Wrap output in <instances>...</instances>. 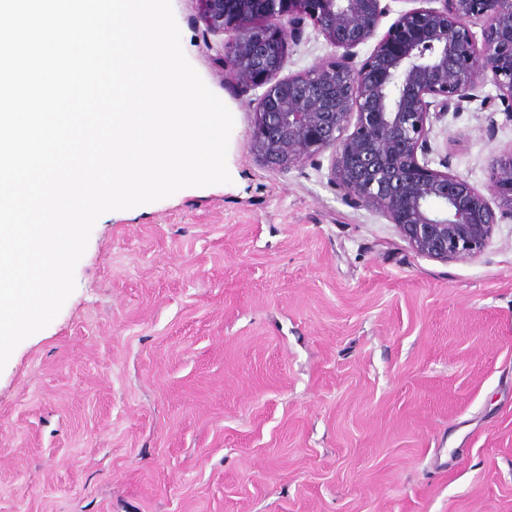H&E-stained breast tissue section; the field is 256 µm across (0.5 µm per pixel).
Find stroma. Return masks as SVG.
Segmentation results:
<instances>
[{
	"label": "stroma",
	"mask_w": 512,
	"mask_h": 512,
	"mask_svg": "<svg viewBox=\"0 0 512 512\" xmlns=\"http://www.w3.org/2000/svg\"><path fill=\"white\" fill-rule=\"evenodd\" d=\"M171 2L234 118L232 181L97 220L0 370V512H512V220L445 263L345 202L328 158L264 166L256 92ZM430 145L486 189L512 117L464 104Z\"/></svg>",
	"instance_id": "1"
}]
</instances>
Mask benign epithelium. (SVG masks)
<instances>
[{
	"instance_id": "1",
	"label": "benign epithelium",
	"mask_w": 512,
	"mask_h": 512,
	"mask_svg": "<svg viewBox=\"0 0 512 512\" xmlns=\"http://www.w3.org/2000/svg\"><path fill=\"white\" fill-rule=\"evenodd\" d=\"M206 29L224 36L226 81L257 98L248 146L286 171L330 152L331 182L373 208L416 253L448 262L479 257L512 218V145L490 162L488 193L430 167L432 120L481 100L493 85L512 112V0H439L402 11L367 59L390 6L383 0H197ZM329 60L284 73L306 24ZM481 27V35L473 31Z\"/></svg>"
}]
</instances>
